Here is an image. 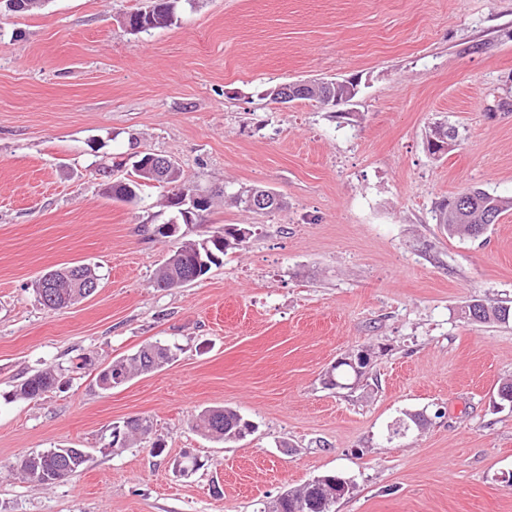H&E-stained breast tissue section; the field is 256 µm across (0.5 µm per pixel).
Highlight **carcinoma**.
<instances>
[{
  "label": "carcinoma",
  "instance_id": "obj_1",
  "mask_svg": "<svg viewBox=\"0 0 512 512\" xmlns=\"http://www.w3.org/2000/svg\"><path fill=\"white\" fill-rule=\"evenodd\" d=\"M175 5L173 0H160L151 11H137L134 16L143 18L148 28L168 26L172 23ZM294 100H317L330 104L333 100L331 90L322 84L311 83L303 88L292 90ZM155 181L152 174L134 166L133 178L120 181L105 188V192L121 202L131 203L139 197L140 187L147 182ZM168 185L172 195H181L190 200L193 190L186 186L182 172L173 163L167 172ZM474 195L470 201L471 210L467 213L458 212L444 204L436 215L437 223L441 224L450 237L473 238V228L488 227L498 223L502 214L512 209V198L494 195L484 189L474 188L459 193V196ZM236 229H224V234L215 236V240L187 239L171 251L158 269L155 284L159 288H179L186 285L183 277L191 273L195 280L206 276L214 266L222 263L224 255L231 249H237L244 240L235 235ZM98 275L88 265H68L47 272L41 282L50 283L47 291L53 296L52 309L57 310L79 302L82 298L81 285L88 279H96ZM476 308L482 312L479 321L507 322L512 319V309L499 305L474 300L467 308ZM176 357L174 349L159 342L143 346L133 355L115 360L103 368L98 374L100 386L106 390L112 389V382L121 378L127 382L135 376L155 372L172 362ZM57 382V376L51 369L42 370L23 381L12 393V397L32 401L40 398L51 390ZM133 425L124 433L123 447L129 448L137 444H147L152 449L164 452L166 445L163 438L153 435V422L147 417L132 418ZM247 428L246 418L237 410L224 407L209 409L203 412L195 423V430L200 434L221 440L234 441L232 432L236 429ZM86 462V456L72 448H52L50 450L28 455V461L19 465L22 478L35 481L42 486H53L59 483L57 470L70 469L77 472ZM326 480L324 489L314 495L310 484L297 489H290L277 503L275 512H334L336 501L333 497H345L342 475L339 473L324 474Z\"/></svg>",
  "mask_w": 512,
  "mask_h": 512
}]
</instances>
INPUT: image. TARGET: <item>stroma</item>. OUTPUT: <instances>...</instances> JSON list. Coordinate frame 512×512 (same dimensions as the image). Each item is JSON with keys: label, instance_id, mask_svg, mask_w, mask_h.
Instances as JSON below:
<instances>
[{"label": "stroma", "instance_id": "stroma-1", "mask_svg": "<svg viewBox=\"0 0 512 512\" xmlns=\"http://www.w3.org/2000/svg\"><path fill=\"white\" fill-rule=\"evenodd\" d=\"M150 0H47L0 11V512H266L328 471L352 492L336 512H512V321L481 323L479 298L512 306V210L482 236L448 237L439 205L479 187L512 196V0H179L174 22L134 33ZM354 79L350 116L269 88ZM458 138L442 157L434 124ZM178 163L199 189L263 187L267 215L224 200L155 235L164 190L138 204L107 184L135 154ZM122 168H113V161ZM248 228L243 248L182 288L155 287L181 240ZM95 267L97 292L50 311L39 279ZM163 368L105 390L98 373L143 345ZM373 351L352 390L323 383L345 353ZM61 387L9 394L34 371ZM256 425L224 443L201 412ZM407 413L423 429L392 439ZM154 422L166 442L109 450L113 426ZM85 449L47 488L16 463ZM192 450L204 465L179 476ZM246 418L237 410L224 407L209 409L203 412L195 423V430L203 436L226 442H234L231 434L236 429L247 428ZM222 422L217 427L216 424Z\"/></svg>", "mask_w": 512, "mask_h": 512}]
</instances>
